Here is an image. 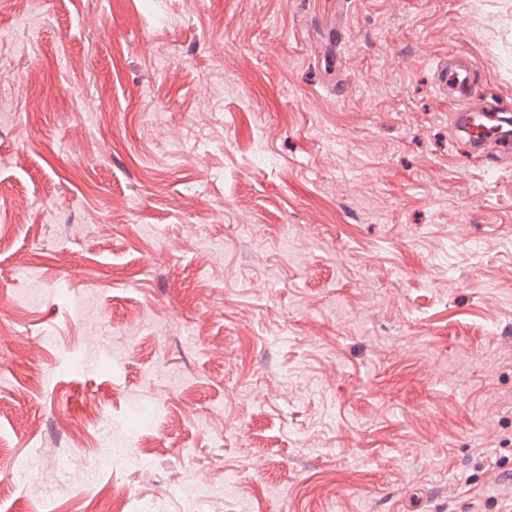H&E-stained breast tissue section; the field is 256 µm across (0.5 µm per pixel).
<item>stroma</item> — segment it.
Listing matches in <instances>:
<instances>
[{
    "mask_svg": "<svg viewBox=\"0 0 512 512\" xmlns=\"http://www.w3.org/2000/svg\"><path fill=\"white\" fill-rule=\"evenodd\" d=\"M335 10L0 0V512H105L93 406L136 512H506L512 154L436 71L512 104V0ZM438 79L455 94L452 101L457 105H464L475 96L472 69L466 61L438 67ZM452 114L455 131L465 141L471 158L483 162H496L498 155L489 149L509 154L512 148V125L506 112L511 108L494 103L481 110L459 107ZM494 124V121H497ZM92 419L102 438L104 448H100L98 451L92 471L88 474L85 483V489L88 492V496L91 497L95 496V491L99 488L100 476L105 471L111 470L114 463L112 455V422L109 419H105L104 416L98 412L92 414Z\"/></svg>",
    "mask_w": 512,
    "mask_h": 512,
    "instance_id": "obj_1",
    "label": "stroma"
}]
</instances>
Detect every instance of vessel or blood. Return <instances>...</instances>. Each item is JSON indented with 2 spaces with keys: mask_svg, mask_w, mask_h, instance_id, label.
<instances>
[{
  "mask_svg": "<svg viewBox=\"0 0 512 512\" xmlns=\"http://www.w3.org/2000/svg\"><path fill=\"white\" fill-rule=\"evenodd\" d=\"M438 79L454 94V129L465 141L471 158L487 162L492 160L494 153L512 152V118L507 117L506 107L494 103L475 110L467 105L475 95L469 63L460 61L440 66Z\"/></svg>",
  "mask_w": 512,
  "mask_h": 512,
  "instance_id": "1",
  "label": "vessel or blood"
}]
</instances>
